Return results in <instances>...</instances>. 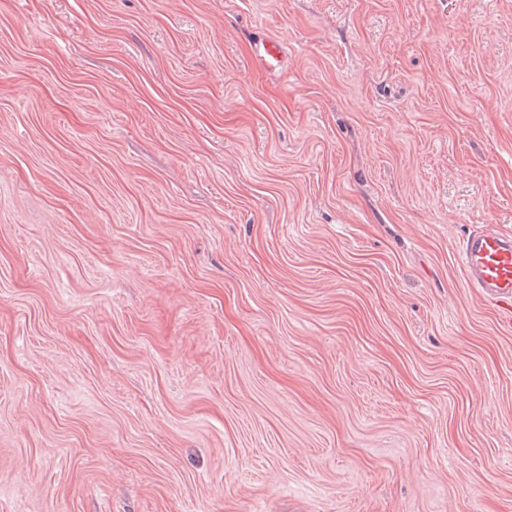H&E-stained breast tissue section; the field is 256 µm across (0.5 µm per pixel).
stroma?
Returning <instances> with one entry per match:
<instances>
[{
  "instance_id": "35a3bbf8",
  "label": "stroma",
  "mask_w": 512,
  "mask_h": 512,
  "mask_svg": "<svg viewBox=\"0 0 512 512\" xmlns=\"http://www.w3.org/2000/svg\"><path fill=\"white\" fill-rule=\"evenodd\" d=\"M483 226L512 0H0V512H512Z\"/></svg>"
}]
</instances>
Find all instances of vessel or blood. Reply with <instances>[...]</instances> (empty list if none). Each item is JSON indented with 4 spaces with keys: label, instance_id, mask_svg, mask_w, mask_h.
<instances>
[{
    "label": "vessel or blood",
    "instance_id": "vessel-or-blood-1",
    "mask_svg": "<svg viewBox=\"0 0 512 512\" xmlns=\"http://www.w3.org/2000/svg\"><path fill=\"white\" fill-rule=\"evenodd\" d=\"M458 261L469 284L488 299L512 304V236L475 231L458 248Z\"/></svg>",
    "mask_w": 512,
    "mask_h": 512
}]
</instances>
